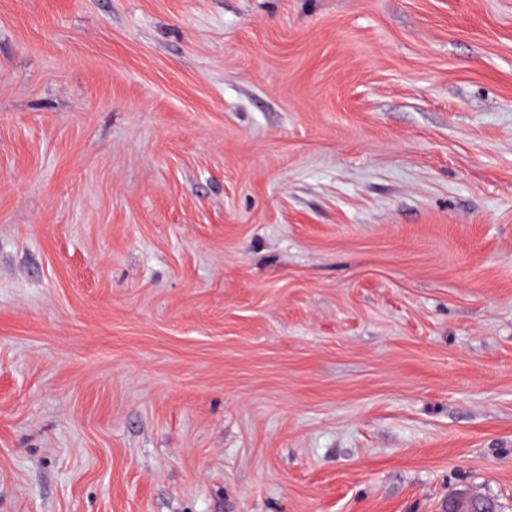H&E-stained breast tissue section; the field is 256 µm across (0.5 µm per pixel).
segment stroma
Listing matches in <instances>:
<instances>
[{
  "mask_svg": "<svg viewBox=\"0 0 512 512\" xmlns=\"http://www.w3.org/2000/svg\"><path fill=\"white\" fill-rule=\"evenodd\" d=\"M512 512V0H0V512ZM493 500L473 491L456 492L445 501L442 512H497Z\"/></svg>",
  "mask_w": 512,
  "mask_h": 512,
  "instance_id": "35a3bbf8",
  "label": "stroma"
}]
</instances>
